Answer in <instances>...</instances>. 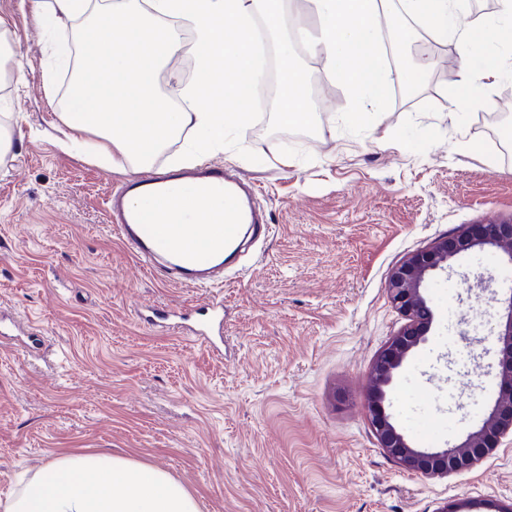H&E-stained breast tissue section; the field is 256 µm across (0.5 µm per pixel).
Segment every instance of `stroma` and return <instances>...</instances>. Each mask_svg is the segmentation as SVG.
Segmentation results:
<instances>
[{
	"label": "stroma",
	"instance_id": "stroma-1",
	"mask_svg": "<svg viewBox=\"0 0 512 512\" xmlns=\"http://www.w3.org/2000/svg\"><path fill=\"white\" fill-rule=\"evenodd\" d=\"M309 0H284L269 57L291 40L306 75L310 126L280 125L266 97L246 127L203 155L256 187L269 234L224 273L220 291L165 283L114 240L104 200L128 171L61 149L71 68L49 65L55 38L23 0H0V32L20 74L0 84L12 147L0 159V306L43 346L0 345V499L64 451L108 452L172 475L199 512H502L512 506V434L471 469L425 476L381 448L369 372L404 318L387 281L406 256L461 226L512 219V75L472 107L455 97L462 61L443 54L411 98L389 96L362 125L360 102L308 55ZM422 293L433 314L385 390L383 407L417 449L457 444L498 396L495 333L512 262L491 246L451 259ZM491 290L470 288L476 276ZM224 299V355L152 330L139 309Z\"/></svg>",
	"mask_w": 512,
	"mask_h": 512
}]
</instances>
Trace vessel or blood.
I'll return each instance as SVG.
<instances>
[{"instance_id": "b4317fda", "label": "vessel or blood", "mask_w": 512, "mask_h": 512, "mask_svg": "<svg viewBox=\"0 0 512 512\" xmlns=\"http://www.w3.org/2000/svg\"><path fill=\"white\" fill-rule=\"evenodd\" d=\"M203 193L223 197L224 206L235 214L236 220L226 224L157 223L148 208L127 207L128 196L137 194L152 201L169 195L171 185L152 178L127 182L113 192L110 217L114 233L134 253L140 263L154 266L163 260L164 271L175 282L207 286L224 277V268L239 251L244 233L259 238L265 235L266 225L258 213L247 207L244 197L251 191L236 173L220 166L208 165L183 172ZM190 239L191 249H183V239ZM178 330L201 338L215 355L224 353V302L214 298L199 304L191 312L180 314Z\"/></svg>"}]
</instances>
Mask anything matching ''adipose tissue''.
I'll return each mask as SVG.
<instances>
[{"mask_svg":"<svg viewBox=\"0 0 512 512\" xmlns=\"http://www.w3.org/2000/svg\"><path fill=\"white\" fill-rule=\"evenodd\" d=\"M320 18L306 38L310 54L324 57L331 75L352 94L381 106L392 88L383 39L407 41L414 27L450 32L462 59L460 98L481 104L477 79L498 80L512 54V0H499L490 19L474 21L466 0H400L401 16L388 0H310ZM38 16L59 22L87 19L95 33L82 44L76 86L64 122L61 145L90 150L92 157L149 172L154 159L184 131L194 134L184 161L223 148L230 131L246 125L245 105L256 79L253 24L264 13L269 26L281 23L280 0H31ZM194 37L185 41L183 29ZM488 45L473 59L471 48ZM189 53L196 77L182 89L198 100L188 111L173 106L155 89L161 66ZM283 123L308 126L315 114L304 105L305 80L284 64ZM223 201L186 186L163 205L162 223L204 224L223 216ZM0 512H198L194 496L163 470L107 453L66 452L56 456L22 488L0 501Z\"/></svg>","mask_w":512,"mask_h":512,"instance_id":"adipose-tissue-1","label":"adipose tissue"}]
</instances>
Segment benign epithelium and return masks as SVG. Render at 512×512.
<instances>
[{
  "label": "benign epithelium",
  "instance_id": "1",
  "mask_svg": "<svg viewBox=\"0 0 512 512\" xmlns=\"http://www.w3.org/2000/svg\"><path fill=\"white\" fill-rule=\"evenodd\" d=\"M486 245L498 248L512 262V220L466 225L457 233L436 240L429 248L409 255L390 274L389 298L407 323L377 357L367 399L371 426L381 447L408 471L443 476L468 470L491 455L505 434L512 432V296L508 299L506 322L497 333L501 377L498 397L478 430L457 445L440 451H421L407 443L382 405L385 388L392 383L394 372L410 351L425 341L428 333L431 311L421 293L426 275L447 268L448 261L459 252Z\"/></svg>",
  "mask_w": 512,
  "mask_h": 512
}]
</instances>
